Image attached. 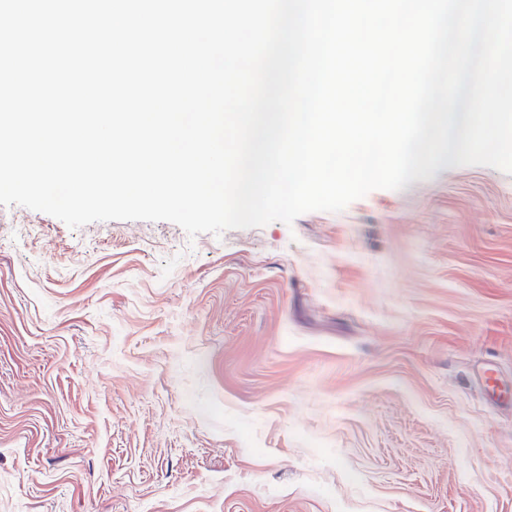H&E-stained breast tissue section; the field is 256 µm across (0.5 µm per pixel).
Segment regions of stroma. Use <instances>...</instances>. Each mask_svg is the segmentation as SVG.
<instances>
[{"mask_svg": "<svg viewBox=\"0 0 512 512\" xmlns=\"http://www.w3.org/2000/svg\"><path fill=\"white\" fill-rule=\"evenodd\" d=\"M0 512H512V174L219 237L0 205Z\"/></svg>", "mask_w": 512, "mask_h": 512, "instance_id": "obj_1", "label": "stroma"}]
</instances>
